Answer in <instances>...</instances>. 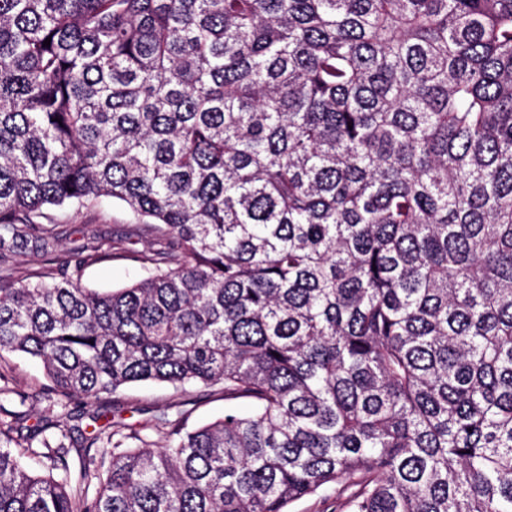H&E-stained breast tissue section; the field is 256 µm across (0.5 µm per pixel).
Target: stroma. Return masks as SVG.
Masks as SVG:
<instances>
[{"label": "stroma", "mask_w": 512, "mask_h": 512, "mask_svg": "<svg viewBox=\"0 0 512 512\" xmlns=\"http://www.w3.org/2000/svg\"><path fill=\"white\" fill-rule=\"evenodd\" d=\"M138 219L122 204L103 199L89 208L67 210L60 233L43 254L25 250L13 258L15 265L38 268L46 256L58 257L63 271L79 274L83 287L100 292L132 283L143 276L137 255L153 248L151 238L134 234ZM0 372L7 377L8 391L0 395V403L22 415L24 425L54 411L66 414V424L75 434L92 435L99 430L120 427L141 431L147 444L158 446L162 439L152 431L157 417L176 418L183 414L189 425L196 426L222 418L226 404L221 395L204 389L181 388L162 384H137L120 393L101 395L97 399L72 398L66 407H50L46 396L48 381L40 360L11 355L0 360Z\"/></svg>", "instance_id": "1"}]
</instances>
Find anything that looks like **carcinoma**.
Listing matches in <instances>:
<instances>
[{"mask_svg":"<svg viewBox=\"0 0 512 512\" xmlns=\"http://www.w3.org/2000/svg\"><path fill=\"white\" fill-rule=\"evenodd\" d=\"M101 198L146 276L9 263ZM0 354L252 406L152 448L0 405V512H512V0H0ZM326 501L318 496H310L296 501L290 507V512H336V493L332 490Z\"/></svg>","mask_w":512,"mask_h":512,"instance_id":"cac0c4a2","label":"carcinoma"}]
</instances>
